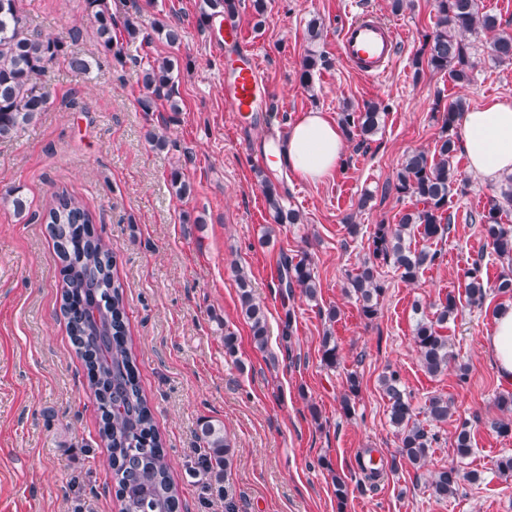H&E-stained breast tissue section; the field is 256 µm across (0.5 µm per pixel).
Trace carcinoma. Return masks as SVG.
Segmentation results:
<instances>
[{"label":"carcinoma","instance_id":"1","mask_svg":"<svg viewBox=\"0 0 512 512\" xmlns=\"http://www.w3.org/2000/svg\"><path fill=\"white\" fill-rule=\"evenodd\" d=\"M101 46L112 50V11L108 0H87ZM210 8L232 21L238 14L240 0H208ZM437 22L435 30L426 35L425 58H416L436 72H447L459 83L470 82L475 68L473 36L496 30V18L480 11L478 0H435ZM143 26L139 16L125 18L123 29L127 44L139 38ZM159 39L170 45L181 42L182 31L175 25L152 24ZM490 52L500 63H512V35L502 33L490 42ZM61 60L72 69L88 70V62L67 54L57 38L31 33L20 14L19 0H0V139L18 136L34 123L48 104V95L41 82L49 63ZM326 63L323 56L306 55L301 62L300 83L308 88L313 72ZM178 62L164 59L140 68V81L149 91L139 100L145 112L153 111L155 99L164 98L169 110L179 111L176 100ZM466 103L457 99L444 106L445 117L441 135L433 156L414 150L406 154L397 172L392 189L413 201V209L404 213L396 224H377L370 236L369 257L352 273L347 274L348 293L354 296L361 315L368 321L378 314L380 298L385 292L380 269L392 266L408 283L417 281L420 273L443 262L440 249L411 246V231L422 228L424 238L442 239L452 230L449 203L458 171L453 161L461 148L451 133ZM380 107L368 103L360 112L340 113L339 123L344 134L352 139L367 137L378 129ZM265 197L278 224H297L298 211L284 208L282 196L269 185ZM55 204L46 215L54 246H65L68 253L61 267V310L78 354L87 370L88 388L100 411L101 443L112 456V479L120 512H177L179 490L170 476L167 452L157 430L152 410L141 390L137 376L136 357L128 338L124 320V293L114 279L112 246L100 236L87 231L92 216L83 202L63 191L54 196ZM512 203V180L492 196L481 214L479 228L484 239L501 258L512 263V225L502 222L504 205ZM468 279V300L472 306L484 303L487 292L512 297V268L501 273L489 284L484 280L481 262L475 261L465 272ZM280 287L290 297L300 291L316 298L317 283L311 260L303 256L294 261L282 257L278 267ZM242 313L250 323L254 343L267 344V319L263 308L253 297L246 279H239ZM459 312L452 295L436 305L435 311L421 314L415 322L413 339L423 368L438 375L453 360L448 337L441 329L455 320ZM322 362L328 367L338 364V345L333 337L322 336ZM347 393L341 408L351 414L350 396L359 391L357 374L346 378ZM388 400L389 422L399 436V454L414 466L425 464L436 435L429 433L417 420L410 395L400 381L399 373L389 371L380 378ZM495 405L501 416L492 428L501 436L512 435V393H502ZM452 401L433 396L425 406L428 421L445 423L451 414ZM203 453L197 464L205 469H228L234 456L233 448L224 435V428L206 422L201 427ZM474 453L471 428L460 424L455 432L454 457L448 466L431 476L429 489L439 498L458 493L461 482L475 483L480 476L462 468Z\"/></svg>","mask_w":512,"mask_h":512}]
</instances>
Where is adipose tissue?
<instances>
[{
	"mask_svg": "<svg viewBox=\"0 0 512 512\" xmlns=\"http://www.w3.org/2000/svg\"><path fill=\"white\" fill-rule=\"evenodd\" d=\"M456 137L471 172L488 178L512 174L511 99L496 98L464 112L457 122ZM344 149L341 128L322 113L310 112L291 126L274 151L272 166L318 182L337 170ZM485 343L499 382L512 386V309L497 312Z\"/></svg>",
	"mask_w": 512,
	"mask_h": 512,
	"instance_id": "1",
	"label": "adipose tissue"
}]
</instances>
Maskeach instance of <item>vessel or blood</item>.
<instances>
[{"instance_id":"b4317fda","label":"vessel or blood","mask_w":512,"mask_h":512,"mask_svg":"<svg viewBox=\"0 0 512 512\" xmlns=\"http://www.w3.org/2000/svg\"><path fill=\"white\" fill-rule=\"evenodd\" d=\"M400 34L395 26L362 16L344 24L339 31L342 60L368 79L382 76L396 56ZM266 85L258 57L224 78V106L238 116L258 111Z\"/></svg>"}]
</instances>
